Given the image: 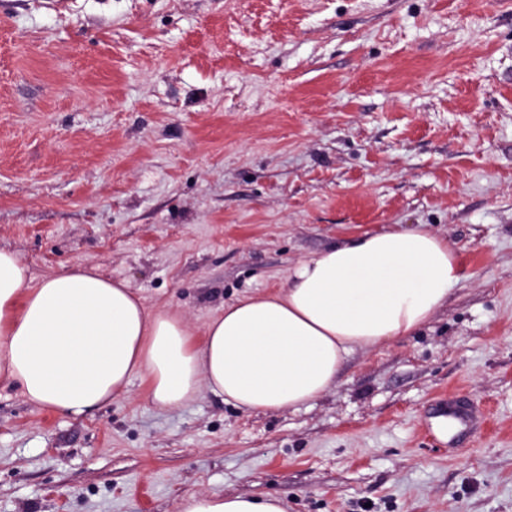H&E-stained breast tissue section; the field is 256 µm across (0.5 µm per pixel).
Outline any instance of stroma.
I'll return each instance as SVG.
<instances>
[{
	"instance_id": "35a3bbf8",
	"label": "stroma",
	"mask_w": 512,
	"mask_h": 512,
	"mask_svg": "<svg viewBox=\"0 0 512 512\" xmlns=\"http://www.w3.org/2000/svg\"><path fill=\"white\" fill-rule=\"evenodd\" d=\"M448 239L415 335L299 409L147 385L93 414L0 382V512H512V17L499 0H0V249L126 280L202 327L363 234ZM484 412L461 448L430 402ZM179 512H285L277 498L257 499L248 494L197 492L182 498Z\"/></svg>"
}]
</instances>
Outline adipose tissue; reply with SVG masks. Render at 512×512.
I'll list each match as a JSON object with an SVG mask.
<instances>
[{
    "mask_svg": "<svg viewBox=\"0 0 512 512\" xmlns=\"http://www.w3.org/2000/svg\"><path fill=\"white\" fill-rule=\"evenodd\" d=\"M462 278L447 239L367 233L298 261L283 288L225 305L202 328L148 310L123 280L76 264L34 276L0 249V382L33 407L84 416L142 378L157 407L211 393L249 412L297 409L337 381L356 349L413 335ZM179 512H285L279 499L197 492Z\"/></svg>",
    "mask_w": 512,
    "mask_h": 512,
    "instance_id": "obj_1",
    "label": "adipose tissue"
}]
</instances>
